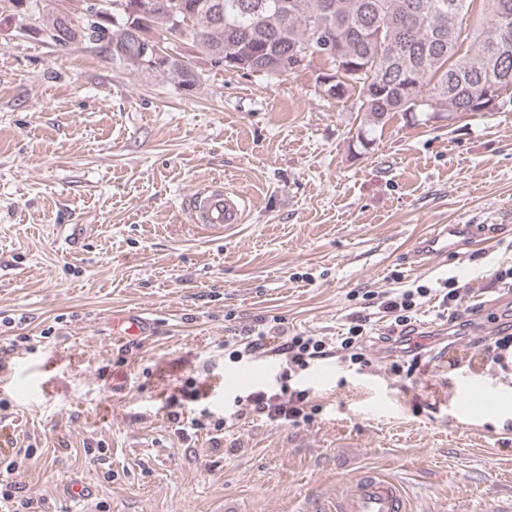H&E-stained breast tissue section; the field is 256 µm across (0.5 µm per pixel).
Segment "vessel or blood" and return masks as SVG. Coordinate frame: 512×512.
Here are the masks:
<instances>
[{
    "instance_id": "vessel-or-blood-1",
    "label": "vessel or blood",
    "mask_w": 512,
    "mask_h": 512,
    "mask_svg": "<svg viewBox=\"0 0 512 512\" xmlns=\"http://www.w3.org/2000/svg\"><path fill=\"white\" fill-rule=\"evenodd\" d=\"M188 223L221 234L243 223L244 199L236 192L204 184L186 198L182 205ZM487 230L483 224H439L421 236L410 251V260L418 266L447 257L464 242L476 239ZM150 321L141 314H129L112 320V337L131 340L146 334ZM402 487L384 474L366 469L348 481L336 500V512H407Z\"/></svg>"
}]
</instances>
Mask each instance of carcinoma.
Wrapping results in <instances>:
<instances>
[{
	"mask_svg": "<svg viewBox=\"0 0 512 512\" xmlns=\"http://www.w3.org/2000/svg\"><path fill=\"white\" fill-rule=\"evenodd\" d=\"M39 0H0V16L58 33L53 44L68 47L85 38L110 40L112 61L136 71H162L185 92L202 72L175 52L155 53L181 23V43L193 58L205 56L227 71L281 76L321 57L317 93L352 100L363 121L357 141H375L378 127L400 112L454 121L512 103V43L500 50L502 24L496 5L512 15V0H484L487 15L473 28L475 0H81L82 24L71 16L38 9Z\"/></svg>",
	"mask_w": 512,
	"mask_h": 512,
	"instance_id": "1",
	"label": "carcinoma"
}]
</instances>
